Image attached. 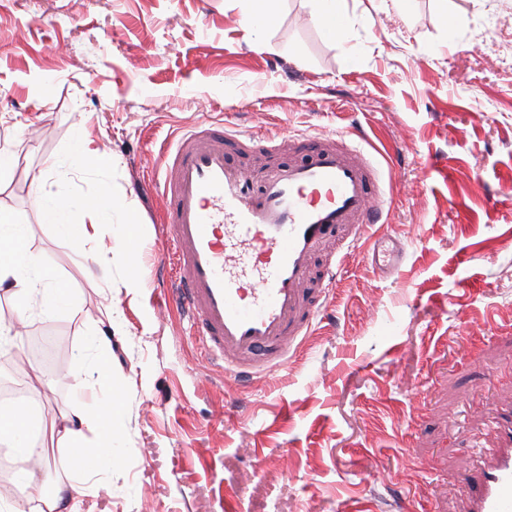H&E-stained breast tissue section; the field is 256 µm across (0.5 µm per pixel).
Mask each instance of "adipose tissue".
Wrapping results in <instances>:
<instances>
[{
    "instance_id": "ef3b65f1",
    "label": "adipose tissue",
    "mask_w": 512,
    "mask_h": 512,
    "mask_svg": "<svg viewBox=\"0 0 512 512\" xmlns=\"http://www.w3.org/2000/svg\"><path fill=\"white\" fill-rule=\"evenodd\" d=\"M132 207V202L110 193L99 195L85 207L89 220L79 228L83 238L103 241L112 231L106 220L112 209ZM0 292L13 299L21 316L36 305L44 315H53L70 297L68 288L30 251L26 225L16 216L3 212H0ZM113 436L111 407L97 406L66 417L62 428L56 432V444L69 449L70 467L81 471L86 463L83 449L91 443L107 451L108 465H117V458L111 454ZM0 443L31 461V469L18 475L24 485L36 482L38 471L50 464L41 438L33 434L28 413L19 407L0 404Z\"/></svg>"
}]
</instances>
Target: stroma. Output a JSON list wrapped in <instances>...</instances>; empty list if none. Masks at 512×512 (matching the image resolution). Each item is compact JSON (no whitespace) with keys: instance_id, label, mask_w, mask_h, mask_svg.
Returning a JSON list of instances; mask_svg holds the SVG:
<instances>
[{"instance_id":"stroma-1","label":"stroma","mask_w":512,"mask_h":512,"mask_svg":"<svg viewBox=\"0 0 512 512\" xmlns=\"http://www.w3.org/2000/svg\"><path fill=\"white\" fill-rule=\"evenodd\" d=\"M0 0V210L69 288L53 317L18 318L0 293V381H21L32 421L108 397L88 336L112 308L116 467L72 472L55 449L42 486L0 481L5 503L56 482L109 486L86 512H467L464 462L493 461L512 411V0H347L332 39L312 0ZM229 122L260 135L358 129L391 174L385 223L340 268L315 331L269 376L239 385L208 366L186 317L165 309L161 199L146 191L180 133ZM86 135L112 159L76 169ZM134 200L111 251L43 220L41 197ZM402 244L397 273L370 260ZM143 288H123L126 255ZM55 343L53 367L30 348Z\"/></svg>"}]
</instances>
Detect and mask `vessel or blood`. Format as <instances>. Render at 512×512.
I'll use <instances>...</instances> for the list:
<instances>
[{
    "label": "vessel or blood",
    "mask_w": 512,
    "mask_h": 512,
    "mask_svg": "<svg viewBox=\"0 0 512 512\" xmlns=\"http://www.w3.org/2000/svg\"><path fill=\"white\" fill-rule=\"evenodd\" d=\"M295 147L257 183L227 153L273 145L230 125L187 130L162 155L171 299L204 357L239 380L287 365L311 335L341 264H317L325 246L353 248L386 221L384 177L354 138ZM495 428L494 463L462 468L470 512H512V416Z\"/></svg>",
    "instance_id": "vessel-or-blood-1"
}]
</instances>
